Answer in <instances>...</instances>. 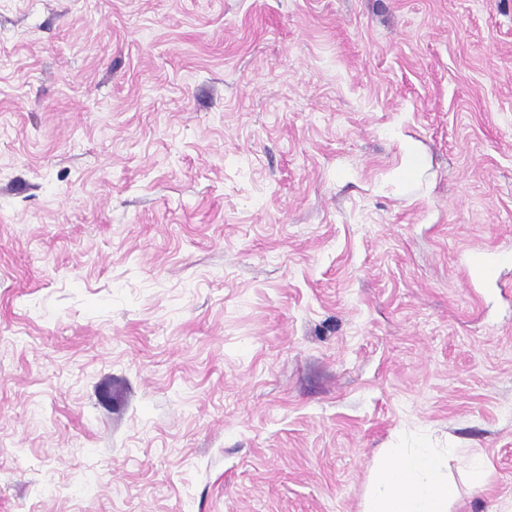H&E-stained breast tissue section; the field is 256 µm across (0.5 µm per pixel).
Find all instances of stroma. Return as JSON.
Returning a JSON list of instances; mask_svg holds the SVG:
<instances>
[{
	"instance_id": "stroma-1",
	"label": "stroma",
	"mask_w": 512,
	"mask_h": 512,
	"mask_svg": "<svg viewBox=\"0 0 512 512\" xmlns=\"http://www.w3.org/2000/svg\"><path fill=\"white\" fill-rule=\"evenodd\" d=\"M388 448L512 512V0H0V512H362Z\"/></svg>"
}]
</instances>
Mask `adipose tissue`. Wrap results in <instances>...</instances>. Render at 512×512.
<instances>
[{"label":"adipose tissue","instance_id":"obj_1","mask_svg":"<svg viewBox=\"0 0 512 512\" xmlns=\"http://www.w3.org/2000/svg\"><path fill=\"white\" fill-rule=\"evenodd\" d=\"M457 489L448 460L436 448H391L363 512H449Z\"/></svg>","mask_w":512,"mask_h":512}]
</instances>
